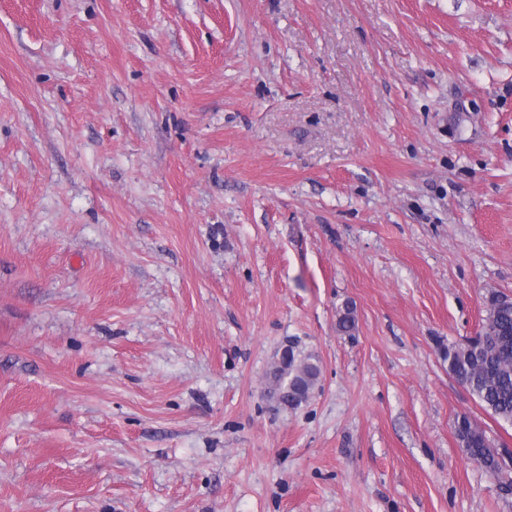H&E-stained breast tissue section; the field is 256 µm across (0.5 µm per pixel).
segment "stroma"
<instances>
[{
	"label": "stroma",
	"mask_w": 512,
	"mask_h": 512,
	"mask_svg": "<svg viewBox=\"0 0 512 512\" xmlns=\"http://www.w3.org/2000/svg\"><path fill=\"white\" fill-rule=\"evenodd\" d=\"M493 292L512 0H0V512H512ZM483 320L470 345L448 346V371L494 416L512 424V302L490 293ZM287 368L283 371V381L286 385L288 383V397L284 401H279L284 404V407H299L306 402L313 389L315 388L320 374V369L317 360L311 356H304L298 358L299 355L295 354V350H289L281 353L279 359L275 361L274 367L270 371L272 380V393L279 387V381L274 378L275 368L281 363L283 359L288 357ZM282 356V357H281ZM301 385L299 388L297 384ZM468 421L467 429L459 435V442L468 458L477 462L486 472L497 477L501 483L511 489L512 480L508 479L510 456L505 459L499 453L498 448H491L486 432L477 424L470 421L466 415L461 416Z\"/></svg>",
	"instance_id": "stroma-1"
}]
</instances>
